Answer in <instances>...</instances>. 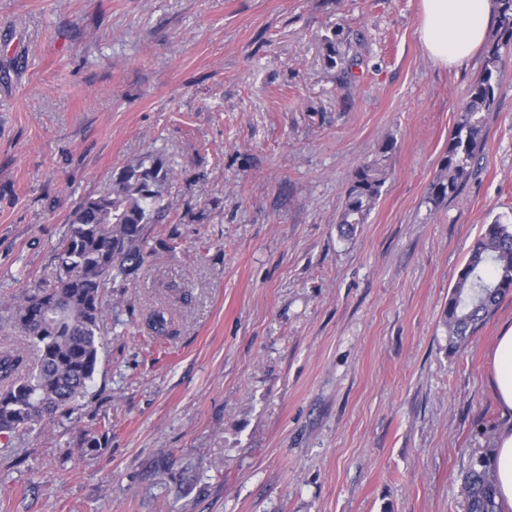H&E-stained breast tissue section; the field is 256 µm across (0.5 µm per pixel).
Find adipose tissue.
I'll return each mask as SVG.
<instances>
[{
  "label": "adipose tissue",
  "mask_w": 512,
  "mask_h": 512,
  "mask_svg": "<svg viewBox=\"0 0 512 512\" xmlns=\"http://www.w3.org/2000/svg\"><path fill=\"white\" fill-rule=\"evenodd\" d=\"M493 0H422L419 37L437 62L453 66L485 42ZM492 386L505 422L495 436L492 467L505 512H512V326L498 336L491 354Z\"/></svg>",
  "instance_id": "adipose-tissue-1"
}]
</instances>
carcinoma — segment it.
I'll return each mask as SVG.
<instances>
[{"instance_id": "cac0c4a2", "label": "carcinoma", "mask_w": 512, "mask_h": 512, "mask_svg": "<svg viewBox=\"0 0 512 512\" xmlns=\"http://www.w3.org/2000/svg\"><path fill=\"white\" fill-rule=\"evenodd\" d=\"M495 39L487 46L480 76L472 85L438 173L429 187L433 201L456 196L483 150V113L496 108L502 48L512 45V0H497ZM172 172L162 156L149 154L112 174L109 188L75 208L56 246V273L0 312L23 348L0 347V432H33L81 406L104 350L102 297L117 279L138 270L147 255L149 225L166 211ZM389 176L375 159L356 166L346 192L339 228L350 234L366 222ZM512 290V229L494 221L473 246L455 282L444 324L449 345L474 336L500 299ZM467 512H500L490 463L471 462L463 478Z\"/></svg>"}]
</instances>
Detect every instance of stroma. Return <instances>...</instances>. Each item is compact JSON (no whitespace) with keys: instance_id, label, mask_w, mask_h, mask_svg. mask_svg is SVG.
<instances>
[{"instance_id":"35a3bbf8","label":"stroma","mask_w":512,"mask_h":512,"mask_svg":"<svg viewBox=\"0 0 512 512\" xmlns=\"http://www.w3.org/2000/svg\"><path fill=\"white\" fill-rule=\"evenodd\" d=\"M420 21L421 0H0V305L53 279L113 171L174 170L81 406L0 432V512H466L512 293L458 351L443 315L485 225H512V47L473 174L435 202L484 54L436 62ZM384 160L375 159L356 166L340 216L339 228L342 234L348 235L354 229V224L366 222L389 176Z\"/></svg>"}]
</instances>
